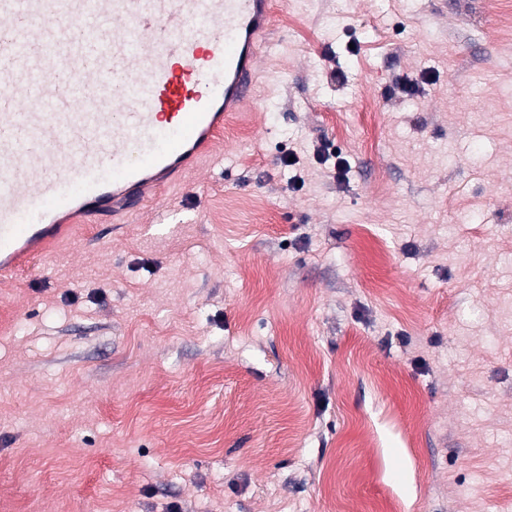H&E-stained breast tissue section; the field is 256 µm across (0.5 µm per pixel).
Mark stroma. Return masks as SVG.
<instances>
[{"label": "stroma", "instance_id": "1", "mask_svg": "<svg viewBox=\"0 0 512 512\" xmlns=\"http://www.w3.org/2000/svg\"><path fill=\"white\" fill-rule=\"evenodd\" d=\"M272 5L200 166L0 284V512H512V0Z\"/></svg>", "mask_w": 512, "mask_h": 512}]
</instances>
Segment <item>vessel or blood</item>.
Returning a JSON list of instances; mask_svg holds the SVG:
<instances>
[{
    "instance_id": "b4317fda",
    "label": "vessel or blood",
    "mask_w": 512,
    "mask_h": 512,
    "mask_svg": "<svg viewBox=\"0 0 512 512\" xmlns=\"http://www.w3.org/2000/svg\"><path fill=\"white\" fill-rule=\"evenodd\" d=\"M271 0H0V280L195 168L243 110Z\"/></svg>"
}]
</instances>
